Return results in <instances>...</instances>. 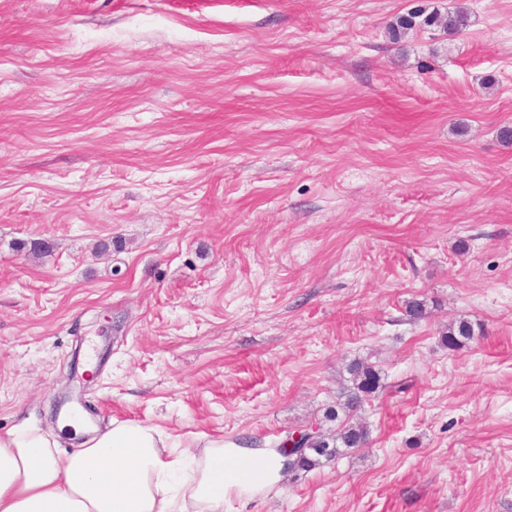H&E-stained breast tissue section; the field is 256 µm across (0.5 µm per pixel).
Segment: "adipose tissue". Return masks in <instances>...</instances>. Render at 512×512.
<instances>
[{
  "label": "adipose tissue",
  "instance_id": "ef3b65f1",
  "mask_svg": "<svg viewBox=\"0 0 512 512\" xmlns=\"http://www.w3.org/2000/svg\"><path fill=\"white\" fill-rule=\"evenodd\" d=\"M285 462L276 449L220 440L174 453L158 429L118 420L63 453L21 426L0 436V512H224L229 496L281 483Z\"/></svg>",
  "mask_w": 512,
  "mask_h": 512
}]
</instances>
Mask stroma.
I'll use <instances>...</instances> for the list:
<instances>
[{
	"label": "stroma",
	"instance_id": "35a3bbf8",
	"mask_svg": "<svg viewBox=\"0 0 512 512\" xmlns=\"http://www.w3.org/2000/svg\"><path fill=\"white\" fill-rule=\"evenodd\" d=\"M510 127L512 0H0V435L270 448L360 359L224 512H512ZM420 24L428 27L440 26L448 34H454L465 25V17L460 10L448 11L446 17H442L439 13H434L425 16ZM348 371L352 376L353 387L347 392L345 401L339 403L345 413L356 411L366 395L375 394L382 387L380 374L370 365L356 361L350 364ZM369 435L368 431L363 426L345 424L336 432V436L329 437L327 435L319 434L312 437V442L308 449L304 445L301 450L307 449L302 453H292L288 456L286 469L287 473L290 468L310 470L320 464V458H330L333 455L340 453L339 448H359L366 444Z\"/></svg>",
	"mask_w": 512,
	"mask_h": 512
}]
</instances>
